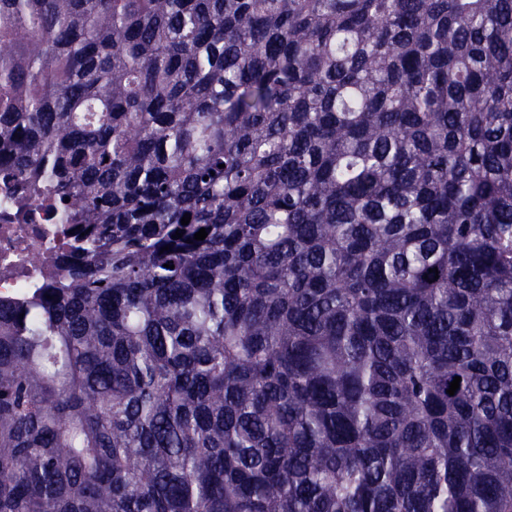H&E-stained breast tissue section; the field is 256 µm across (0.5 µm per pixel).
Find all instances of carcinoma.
<instances>
[{
    "mask_svg": "<svg viewBox=\"0 0 512 512\" xmlns=\"http://www.w3.org/2000/svg\"><path fill=\"white\" fill-rule=\"evenodd\" d=\"M0 186V512H512V0H0ZM31 224H0V295H14L30 287L32 277L39 270L32 265L36 254L49 255L53 247L51 235H44L58 224H41L43 212L36 206L29 210ZM14 270L13 276L1 275V270ZM31 271L27 277L22 272Z\"/></svg>",
    "mask_w": 512,
    "mask_h": 512,
    "instance_id": "carcinoma-1",
    "label": "carcinoma"
}]
</instances>
